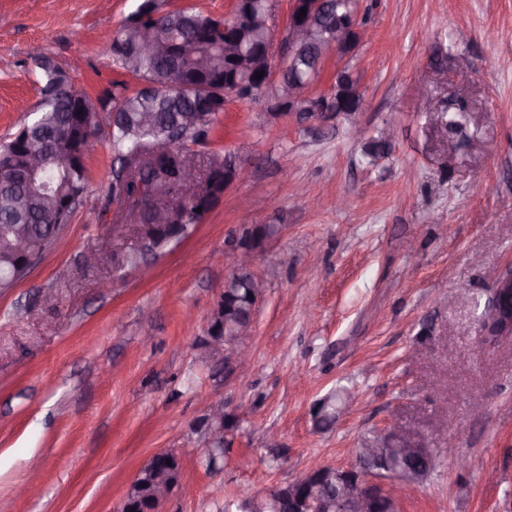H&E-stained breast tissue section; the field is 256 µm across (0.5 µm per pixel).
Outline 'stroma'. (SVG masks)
<instances>
[{
  "label": "stroma",
  "instance_id": "35a3bbf8",
  "mask_svg": "<svg viewBox=\"0 0 512 512\" xmlns=\"http://www.w3.org/2000/svg\"><path fill=\"white\" fill-rule=\"evenodd\" d=\"M139 3L0 0V144L39 114L31 47L99 97L123 78L101 41ZM359 17L362 111L302 126L228 102L206 151L249 175L151 257L150 279L115 270L129 244L108 227L138 219L102 203L108 146L88 155L71 223L0 293V512H121L165 449L181 469L162 512H224L313 462L354 464L394 420L470 460L444 459L400 512H512V340L482 346L475 324L488 271L512 261V0H360ZM244 224L275 229L251 268L266 290L251 367L217 375L199 339L233 271L213 257ZM216 401L234 427L213 469L196 427Z\"/></svg>",
  "mask_w": 512,
  "mask_h": 512
}]
</instances>
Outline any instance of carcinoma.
Returning a JSON list of instances; mask_svg holds the SVG:
<instances>
[{
    "mask_svg": "<svg viewBox=\"0 0 512 512\" xmlns=\"http://www.w3.org/2000/svg\"><path fill=\"white\" fill-rule=\"evenodd\" d=\"M330 10L312 24L308 48L286 62L283 81L302 82L312 73V65L328 36L335 31L336 20L358 11L359 0H332ZM252 22L240 29L224 31V22L199 11L161 8L159 0H143L138 11L147 15L144 22L154 40L152 53L130 61L120 54L108 53L113 67L143 83L157 85L152 93L141 88L129 90L116 80L112 87L93 100L77 90L69 73L47 55H41L36 68L40 74L41 115L23 126L14 139L0 145V156H21L26 148L40 152L39 167L29 180L19 181L0 167V281L13 284L14 267L19 263L12 252L15 238L24 234L48 246L57 241L70 224L77 206L71 199L87 188L86 168L70 163L80 141L66 137L67 129L81 116L95 120L96 141L112 149L118 168L109 183L106 198L138 215L141 223H152L154 212L168 215L169 224L158 229L160 239L179 237L201 223L206 212L198 213L197 192L184 180L188 151L209 143L220 121L221 112L200 108V97L187 90V74L192 66L176 51L185 42L207 62L203 88L235 72L239 80L249 81L250 58L267 46L265 0L247 4ZM358 78L348 80L343 110L353 112L359 105ZM165 139L170 150L156 154L151 143ZM253 275L241 272L234 285L224 293L222 310L215 328L230 331L247 317V286Z\"/></svg>",
    "mask_w": 512,
    "mask_h": 512,
    "instance_id": "cac0c4a2",
    "label": "carcinoma"
}]
</instances>
